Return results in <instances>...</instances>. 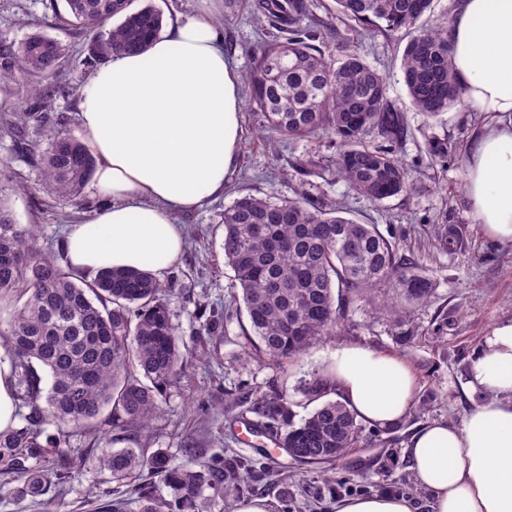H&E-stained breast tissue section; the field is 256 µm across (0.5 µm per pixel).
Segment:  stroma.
Here are the masks:
<instances>
[{
    "label": "stroma",
    "mask_w": 512,
    "mask_h": 512,
    "mask_svg": "<svg viewBox=\"0 0 512 512\" xmlns=\"http://www.w3.org/2000/svg\"><path fill=\"white\" fill-rule=\"evenodd\" d=\"M256 2L133 0L132 6L154 4L167 21L179 14H210L226 56L243 76L252 66L253 47L274 34L267 23L259 21ZM309 4L315 17L330 20L338 31L326 40L332 58L351 50L386 75L388 98L404 112L407 134L390 145L373 133L368 142L391 147L407 167L414 187L373 204L334 174L336 150L327 139L292 140L261 129L259 114L242 108L238 161L228 185L223 195L209 199L201 209L179 215L186 233L185 249L161 276L169 285L166 300L174 322L189 345L187 369L168 387L161 412L141 433H124L113 426L111 410H104L97 424L98 445L138 446L150 452L164 448L178 458L192 448L204 459L229 448L241 457L257 458L254 445L240 427L231 424V417L256 394L283 389L296 417L304 418L317 403L299 391L300 380L322 372L325 357L337 345L360 343L407 360L417 378L412 413L390 427L364 425L357 447L326 468L292 462L285 470L256 475L246 487H228L223 505L214 506L212 512H235L242 500L253 498L266 500L270 512H282L286 506L301 512H334L340 499L378 493L410 498L417 512H430V495L411 468L408 441L420 425L432 421L461 424L480 401L478 390L471 385L474 352L493 326L512 320V244L495 242L476 224L464 177L473 134L489 117L466 105L453 107L437 119L416 112L400 72L404 34L386 37L333 17V0H309ZM66 17L65 0H0V40L17 43L40 33L67 48L60 67L61 89L50 93L46 105L32 99L31 76L18 73L0 81V161H5L8 175L27 188L11 199L15 219L35 225L39 249L62 265L67 262L62 249L64 230L91 219L81 199L97 194L88 184L81 197L58 196L40 182L36 167L47 147L38 133L41 114L62 117L72 135L82 134L78 100L82 86L94 73L86 60L95 35L67 25ZM18 112L30 115L20 130L11 124ZM436 140L448 142L446 157H431L428 147ZM303 155L315 161L304 171L296 166ZM302 190L342 203L350 217L377 225L431 276L433 298L408 314L416 336L412 347L397 345L388 322L372 317L357 302L346 306L336 334L321 339L297 362L280 365L255 352L247 339L251 328L246 310L234 301L239 288L233 269L224 261L220 216L225 206L247 194L272 192L288 199ZM204 309L223 315L220 335L204 331L200 316ZM70 448L73 455L86 459L79 478L52 486L46 496L22 498L16 493V481L0 475V512H46L51 504L60 512H94V495L103 492L111 500L123 496V486L90 458L86 440L71 439Z\"/></svg>",
    "instance_id": "35a3bbf8"
}]
</instances>
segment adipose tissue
<instances>
[{
	"label": "adipose tissue",
	"instance_id": "ef3b65f1",
	"mask_svg": "<svg viewBox=\"0 0 512 512\" xmlns=\"http://www.w3.org/2000/svg\"><path fill=\"white\" fill-rule=\"evenodd\" d=\"M448 37L466 102L492 114L475 132L466 164L476 223L512 244V0H457ZM240 80L217 29L203 16L171 22L141 53L113 57L83 86L79 119L96 159L94 183L108 203L70 225L65 255L94 275L132 269L155 275L175 264L184 229L178 213L223 194L237 159ZM340 398L378 427L414 407L417 380L401 358L342 344L325 362ZM481 401L461 426L434 422L408 452L433 512H512V320L496 325L473 356ZM335 512H414L408 498H344Z\"/></svg>",
	"mask_w": 512,
	"mask_h": 512
}]
</instances>
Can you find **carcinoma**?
Wrapping results in <instances>:
<instances>
[{
	"label": "carcinoma",
	"instance_id": "carcinoma-1",
	"mask_svg": "<svg viewBox=\"0 0 512 512\" xmlns=\"http://www.w3.org/2000/svg\"><path fill=\"white\" fill-rule=\"evenodd\" d=\"M131 0H66L72 22L102 28L92 60L143 51L160 35L161 11L151 5L130 10ZM432 0H335L336 15L379 31L407 37L401 75L414 108L433 118L463 100L452 64L448 23L423 28L418 21ZM267 22L288 31L253 49L247 76L249 105L265 127L290 138L324 135L337 148L336 175L374 203L412 189L409 173L390 151L371 149L366 134L376 128L391 141L406 131L404 113L390 104L387 78L350 52L333 61L322 50L328 23L307 24L308 0H262ZM66 47L35 33L21 42L0 41V80L19 72L40 78L38 94L53 89ZM38 159L41 181L62 196H75L95 171L82 141L57 128ZM17 191L0 170V306L10 308L5 339L16 397L29 413L23 424L0 432V473L16 478L20 492L47 493L54 482L77 478L84 460L67 448L70 438L96 427L112 407L127 429L146 428L160 410L167 387L185 372L186 345L173 322L166 286L149 273L106 270L89 279L59 265L36 248L34 226L16 222L9 196ZM346 209L301 191L294 199L245 195L224 208V260L234 272L259 349L276 362H292L324 336L336 332L344 302H362L370 314H393L391 336L403 347L415 336L401 313L431 300L435 284L415 261L399 253L375 224L345 217ZM50 377L41 387L38 369ZM334 381L312 375L301 390L317 400ZM248 412L262 419L277 448L300 464H330L357 443L361 424L347 406L326 400L300 422L282 391L259 394ZM52 425L56 432H46ZM52 471L29 460L47 451ZM99 468L117 481L157 477L170 491L138 483L131 500L101 503L120 512L128 502L138 512H211L224 488L246 479L249 461L230 454L195 467L192 452L175 464L161 448H102Z\"/></svg>",
	"mask_w": 512,
	"mask_h": 512
}]
</instances>
